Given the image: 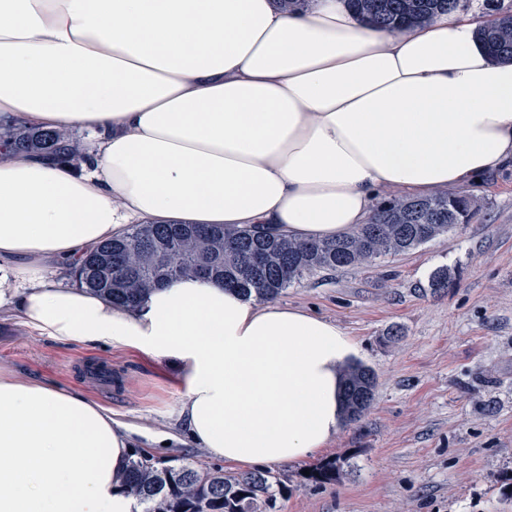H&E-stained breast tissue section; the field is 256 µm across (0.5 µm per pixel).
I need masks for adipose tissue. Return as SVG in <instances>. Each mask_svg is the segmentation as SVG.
Segmentation results:
<instances>
[{"label": "adipose tissue", "instance_id": "obj_1", "mask_svg": "<svg viewBox=\"0 0 512 512\" xmlns=\"http://www.w3.org/2000/svg\"><path fill=\"white\" fill-rule=\"evenodd\" d=\"M485 25L378 31L344 0H0V123L94 138L77 168L0 150V316L170 361L210 458L327 448L356 352L336 323L200 279L129 312L47 275L145 220L339 237L379 191L433 195L512 165V63L492 60ZM131 448L84 393L0 366V512H133Z\"/></svg>", "mask_w": 512, "mask_h": 512}]
</instances>
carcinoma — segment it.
<instances>
[{"label":"carcinoma","instance_id":"obj_1","mask_svg":"<svg viewBox=\"0 0 512 512\" xmlns=\"http://www.w3.org/2000/svg\"><path fill=\"white\" fill-rule=\"evenodd\" d=\"M366 26L402 31L441 14H452L470 0H345ZM495 23L479 31L494 58L512 60V4L483 0ZM0 142L20 157L42 155L79 166L85 143L66 130L43 131L22 124H0ZM480 200L462 192L385 201L368 223L352 234L300 241L273 234L261 225L201 228L195 224H133L87 253L75 275L79 284L128 310L136 309L157 287L183 277H204L239 290L259 302L273 300L304 278L325 271L367 266L416 249L480 211ZM455 271L440 266L429 275L436 292L452 287ZM345 419L356 422L370 408L374 371L361 363L342 372ZM341 461L327 460L309 472L315 484L336 481ZM279 478L265 470L237 476L218 467L185 464L157 467L137 451L129 462L127 490L143 512H263L273 506Z\"/></svg>","mask_w":512,"mask_h":512}]
</instances>
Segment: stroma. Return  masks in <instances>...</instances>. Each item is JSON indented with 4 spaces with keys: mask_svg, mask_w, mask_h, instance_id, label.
I'll list each match as a JSON object with an SVG mask.
<instances>
[{
    "mask_svg": "<svg viewBox=\"0 0 512 512\" xmlns=\"http://www.w3.org/2000/svg\"><path fill=\"white\" fill-rule=\"evenodd\" d=\"M461 190L482 202L470 223L278 297L336 322L377 385L370 409L343 422L328 449L273 467L284 485L273 512H512V167ZM443 265L458 277L436 293L428 276ZM0 364L81 390L152 458L207 459L178 420L185 388L166 360L31 336L1 320ZM333 458L344 461L336 483L305 480Z\"/></svg>",
    "mask_w": 512,
    "mask_h": 512,
    "instance_id": "35a3bbf8",
    "label": "stroma"
}]
</instances>
